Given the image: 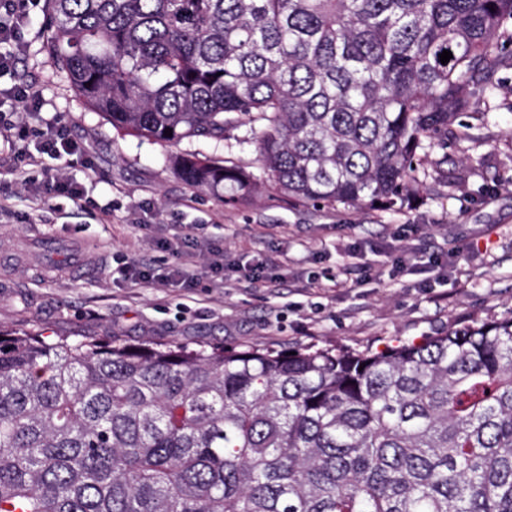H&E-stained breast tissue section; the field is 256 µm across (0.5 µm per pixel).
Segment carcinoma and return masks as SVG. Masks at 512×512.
Masks as SVG:
<instances>
[{
	"label": "carcinoma",
	"instance_id": "1",
	"mask_svg": "<svg viewBox=\"0 0 512 512\" xmlns=\"http://www.w3.org/2000/svg\"><path fill=\"white\" fill-rule=\"evenodd\" d=\"M45 14L47 62L112 128L169 146L245 127L288 197L393 212L512 44V0H45ZM173 166L196 187L255 188L217 156ZM0 512H512V315L294 355L6 335Z\"/></svg>",
	"mask_w": 512,
	"mask_h": 512
}]
</instances>
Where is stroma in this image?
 I'll use <instances>...</instances> for the list:
<instances>
[{
	"label": "stroma",
	"mask_w": 512,
	"mask_h": 512,
	"mask_svg": "<svg viewBox=\"0 0 512 512\" xmlns=\"http://www.w3.org/2000/svg\"><path fill=\"white\" fill-rule=\"evenodd\" d=\"M42 22L32 20L27 52L0 79L29 87L43 107L11 116L0 136L62 125L80 154L37 155L26 170L67 172L85 198L24 189L16 156L34 153L33 142L0 155L1 331L380 350L512 315V69L492 72V97L471 94L446 146L424 160L428 169L442 161L445 181L427 178L402 211L313 206L270 183L228 199L188 184L168 159L217 154L259 179L254 143L163 147L117 132L40 53ZM213 257L222 267L211 268ZM261 260L274 264V278L255 279ZM134 263L182 269L193 285L132 280Z\"/></svg>",
	"instance_id": "35a3bbf8"
}]
</instances>
